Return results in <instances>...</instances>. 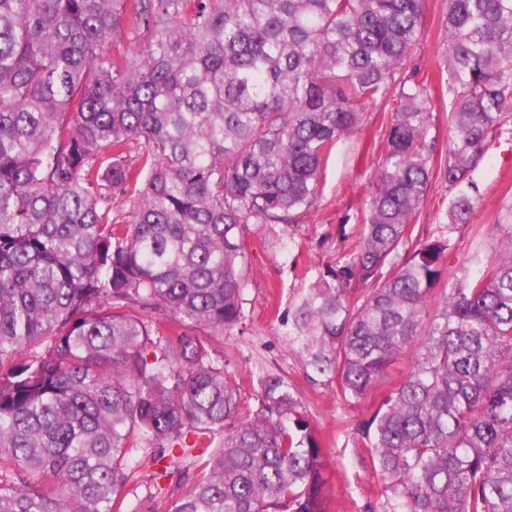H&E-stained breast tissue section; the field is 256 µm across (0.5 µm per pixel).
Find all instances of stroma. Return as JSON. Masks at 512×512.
Instances as JSON below:
<instances>
[{"label": "stroma", "mask_w": 512, "mask_h": 512, "mask_svg": "<svg viewBox=\"0 0 512 512\" xmlns=\"http://www.w3.org/2000/svg\"><path fill=\"white\" fill-rule=\"evenodd\" d=\"M448 0H425L424 25L416 56L427 61L434 100L429 135L440 150L448 148V113L452 98L441 91L439 56L446 49L443 16ZM387 118L383 108H364L356 133L342 140L331 153L318 184L314 206L294 233L279 224H254L243 245L248 256L244 319L218 337L214 356L228 363L240 395L254 403L262 376L283 377L322 442L327 462L324 486L326 512H368L381 498L382 484L367 449L353 426L369 417L385 395L399 385L402 375L390 372L367 397L343 401L329 377L306 367L291 337L299 307L310 286L345 254L350 244L344 233L355 231L372 189L373 177L385 149ZM480 191L469 223L451 235L446 277L458 272V259L483 248L505 251L507 237L495 227L500 209L512 202V137L496 141L473 174ZM131 512H166L170 498L159 494L151 470L140 471L125 487Z\"/></svg>", "instance_id": "stroma-1"}]
</instances>
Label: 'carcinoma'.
<instances>
[{"instance_id": "1", "label": "carcinoma", "mask_w": 512, "mask_h": 512, "mask_svg": "<svg viewBox=\"0 0 512 512\" xmlns=\"http://www.w3.org/2000/svg\"><path fill=\"white\" fill-rule=\"evenodd\" d=\"M424 2L0 0V512H126L152 464L179 493L168 512H325L290 385L267 377L243 406L212 337L243 319L245 232L299 227L374 103L388 128L367 215L297 342L346 402L413 352L354 425L383 485L370 512H512L511 205L508 253L465 255L427 309L472 173L512 135V0H448L437 171ZM436 172L448 206L422 235Z\"/></svg>"}]
</instances>
